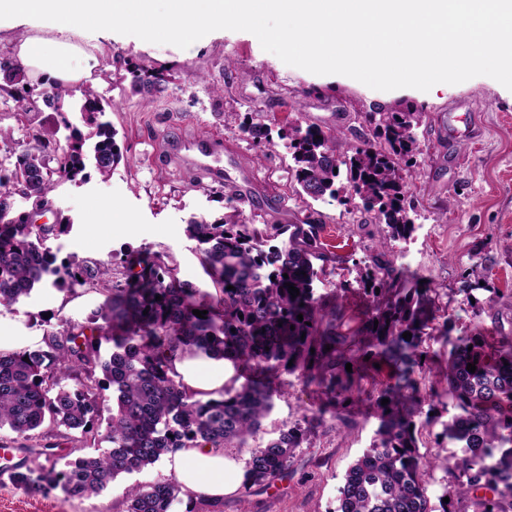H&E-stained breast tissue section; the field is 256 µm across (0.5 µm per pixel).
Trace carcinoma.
<instances>
[{
  "label": "carcinoma",
  "mask_w": 512,
  "mask_h": 512,
  "mask_svg": "<svg viewBox=\"0 0 512 512\" xmlns=\"http://www.w3.org/2000/svg\"><path fill=\"white\" fill-rule=\"evenodd\" d=\"M3 83L10 87L14 110L8 116L23 123L27 147L7 164L0 162V307L9 309L38 285L73 292L96 288L104 300L82 324L60 318L46 331L42 345L0 353V429L27 437L50 421L65 434L94 432V423L108 411L99 453L83 454L57 472L16 474V484L33 490L61 488L71 499L99 496L119 477L156 464L176 448L209 446L247 450L241 501L256 486H270L291 467L295 451L310 426L296 422L268 440L259 438L262 420L282 393L281 373L301 370L304 382L316 387L321 413L330 414V428L342 421L338 410L363 380L365 357L384 361L390 381L378 391L379 426L364 453L348 468L339 487L336 512H436L429 487L440 466L441 512H512V336L493 342L481 333L449 335L448 322L433 325L439 311L435 297L397 263L389 242L407 240L415 226V209L403 176L416 165L419 112H369L364 123L372 136L350 152L341 151L344 133L293 125L286 137L302 192L318 200L336 196L340 172L361 200L376 212L386 234L360 275L370 311L362 327L342 331L336 306L314 298L318 278L315 262L331 260L320 242L321 224H246L234 216L219 220L192 219L186 234L198 244L201 264L216 294L202 293L179 279L176 268L159 258L124 253L117 268L110 263L57 258L45 246L50 237L70 231L63 216L53 224L36 225L14 210L24 197L32 209L49 206L48 193L67 181L87 178V160L107 177L122 154L103 96L84 93L83 126L63 109L68 92L29 84L23 70L0 64ZM132 84L158 89L162 77L130 68ZM54 110L51 119L31 125L34 97ZM241 132L260 153L273 146L270 128L246 115ZM288 277H283V274ZM299 289L291 298L287 284ZM233 289H227V286ZM207 311L205 318L193 310ZM303 320H298V315ZM409 332L411 339L402 334ZM448 346L445 395L458 413L442 423L443 438L462 448L442 465L423 459L417 450L420 428L418 383L424 344L433 337ZM112 352L100 357L102 342ZM203 355L233 363L247 381L224 386L219 397L193 391L180 380L174 363ZM29 361H24V358ZM352 364L347 372L346 364ZM476 371H467V364ZM101 377H95V372ZM85 374L73 388L58 386L57 373ZM112 390V408L105 409L102 392ZM179 485L163 481L125 492L126 512H171Z\"/></svg>",
  "instance_id": "carcinoma-1"
}]
</instances>
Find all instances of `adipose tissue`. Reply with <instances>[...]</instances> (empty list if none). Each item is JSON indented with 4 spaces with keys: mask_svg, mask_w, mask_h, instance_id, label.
Here are the masks:
<instances>
[{
    "mask_svg": "<svg viewBox=\"0 0 512 512\" xmlns=\"http://www.w3.org/2000/svg\"><path fill=\"white\" fill-rule=\"evenodd\" d=\"M276 16L281 27L267 25ZM230 24L279 43L310 70H334L385 85L431 88L487 66L512 75V0H0V47L29 78L74 95L104 69L101 39L114 29L146 42L209 41ZM185 386L224 387L223 361L184 359ZM167 470L187 507L237 491L245 472L223 450L179 448Z\"/></svg>",
    "mask_w": 512,
    "mask_h": 512,
    "instance_id": "ef3b65f1",
    "label": "adipose tissue"
}]
</instances>
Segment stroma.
<instances>
[{"label":"stroma","mask_w":512,"mask_h":512,"mask_svg":"<svg viewBox=\"0 0 512 512\" xmlns=\"http://www.w3.org/2000/svg\"><path fill=\"white\" fill-rule=\"evenodd\" d=\"M107 60L110 68L97 90L116 102L106 118L123 159L108 177L94 173L87 182H66L55 190L44 222L61 214L73 225L68 235L46 242L59 258L116 261L131 250L157 255L176 267L181 280L210 290L196 243L184 228L190 219L228 213L229 200L236 197L243 201L240 218L248 223L299 224L312 218L323 224L321 240L336 259L326 265L314 293L335 295L346 322L357 324L369 303L354 265L373 253L375 239L364 227L377 223V215L364 211L348 190L320 200L302 195L283 144L256 157L239 123L249 112L275 131L293 120L304 127L336 128L346 133L352 147L369 132L366 113L409 110L422 115L420 154L405 173L416 203V230L394 249L437 291L438 317L447 320L451 336L469 335L477 326L491 337L512 333V84L495 68L422 93L306 69L288 59L279 45L255 42L246 30L231 25L194 50L163 41L145 44L132 33L117 31ZM139 65L165 75L162 92L145 95L132 86L128 70ZM194 135L219 147L221 177L176 156L181 137ZM477 252L487 256L485 266L473 267L471 257ZM470 267L485 282L473 304L462 290ZM343 281L348 291L332 293V284ZM101 300L94 289L67 293L42 286L11 312L41 336L61 318L84 322ZM428 351L432 366L417 376L424 397L421 410L438 420L422 429L418 452L438 460L456 452L441 435L443 421L455 409L444 394L446 348L434 341ZM282 379L286 387L263 421L267 439L319 405L300 372L283 373ZM343 416L346 433L317 427L297 448L283 478L244 502L237 494L225 495L224 512L243 507L248 512H336L343 476L379 425L375 400L364 394L354 398ZM49 445L54 448L51 458L61 464L95 448L93 441L63 437L50 424L30 439L0 431V448L15 449L24 468L45 463L43 450ZM167 478L159 462L120 478L100 496L82 500L69 499L58 488L38 492L0 483V512H125L127 486L147 487Z\"/></svg>","instance_id":"stroma-1"}]
</instances>
